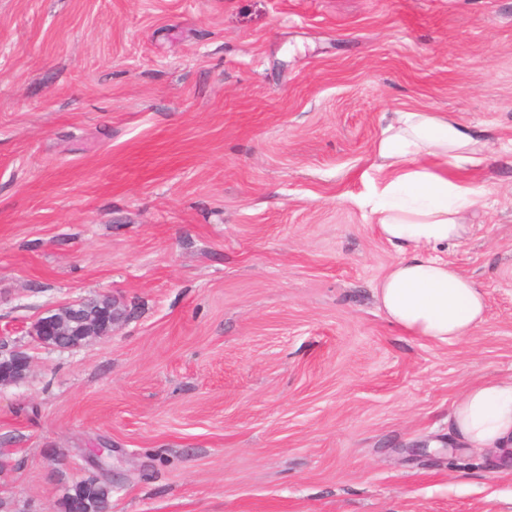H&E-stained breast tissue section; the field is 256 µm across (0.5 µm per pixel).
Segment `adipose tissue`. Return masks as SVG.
Instances as JSON below:
<instances>
[{"label": "adipose tissue", "mask_w": 512, "mask_h": 512, "mask_svg": "<svg viewBox=\"0 0 512 512\" xmlns=\"http://www.w3.org/2000/svg\"><path fill=\"white\" fill-rule=\"evenodd\" d=\"M490 151L480 132L446 112L398 113L373 144L381 179L364 204L378 235L398 254L376 283L375 297L406 335L448 344L470 336L484 320L483 288L433 250L468 237L466 215L476 191L459 174ZM448 422L465 450L512 451V378L471 385Z\"/></svg>", "instance_id": "ef3b65f1"}]
</instances>
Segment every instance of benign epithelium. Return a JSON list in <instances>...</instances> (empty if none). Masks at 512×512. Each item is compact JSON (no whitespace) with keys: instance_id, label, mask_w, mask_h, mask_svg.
I'll use <instances>...</instances> for the list:
<instances>
[{"instance_id":"1","label":"benign epithelium","mask_w":512,"mask_h":512,"mask_svg":"<svg viewBox=\"0 0 512 512\" xmlns=\"http://www.w3.org/2000/svg\"><path fill=\"white\" fill-rule=\"evenodd\" d=\"M120 317L121 312L108 297L76 300L48 310L33 323L29 334L61 339L65 347L71 348L111 334ZM32 365V358L20 349L1 350L0 384L6 386L24 380Z\"/></svg>"}]
</instances>
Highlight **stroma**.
<instances>
[{
	"label": "stroma",
	"instance_id": "obj_1",
	"mask_svg": "<svg viewBox=\"0 0 512 512\" xmlns=\"http://www.w3.org/2000/svg\"><path fill=\"white\" fill-rule=\"evenodd\" d=\"M451 112L472 237L439 257L487 319L402 334L368 208L397 112ZM111 297V335L28 331ZM0 512H512V462L460 450L454 403L512 377V0H0ZM3 357V359H2ZM32 358L20 349L0 351V383L1 386L19 383L24 380L32 369Z\"/></svg>",
	"mask_w": 512,
	"mask_h": 512
}]
</instances>
